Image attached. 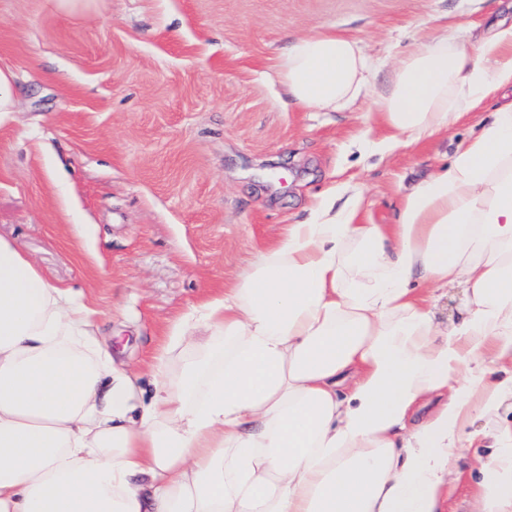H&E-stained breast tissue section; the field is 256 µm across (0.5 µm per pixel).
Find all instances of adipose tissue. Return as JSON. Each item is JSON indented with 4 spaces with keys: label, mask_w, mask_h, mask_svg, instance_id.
<instances>
[{
    "label": "adipose tissue",
    "mask_w": 512,
    "mask_h": 512,
    "mask_svg": "<svg viewBox=\"0 0 512 512\" xmlns=\"http://www.w3.org/2000/svg\"><path fill=\"white\" fill-rule=\"evenodd\" d=\"M376 63L323 30L276 73L296 106L349 109ZM512 86V25L443 32L375 100L387 146L448 131ZM318 200L223 297L176 322L152 393L114 368L92 310L0 238V512H440L463 424L512 399V102L406 194ZM464 287L458 321L440 300ZM438 407L410 417L426 398ZM475 512H512V434Z\"/></svg>",
    "instance_id": "adipose-tissue-1"
}]
</instances>
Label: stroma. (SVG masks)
Instances as JSON below:
<instances>
[{"mask_svg": "<svg viewBox=\"0 0 512 512\" xmlns=\"http://www.w3.org/2000/svg\"><path fill=\"white\" fill-rule=\"evenodd\" d=\"M512 18L506 0H0V238L53 285L80 293L117 367L161 353L176 320L222 297L316 198L360 186L365 224L447 163L496 104L393 150L371 96L345 112L287 104V43L332 30L386 80L442 27L469 40ZM369 131L381 149L360 159ZM443 512H472L492 440L466 425Z\"/></svg>", "mask_w": 512, "mask_h": 512, "instance_id": "stroma-1", "label": "stroma"}]
</instances>
